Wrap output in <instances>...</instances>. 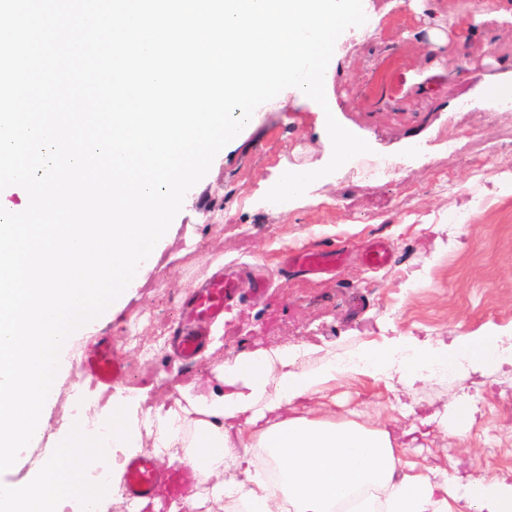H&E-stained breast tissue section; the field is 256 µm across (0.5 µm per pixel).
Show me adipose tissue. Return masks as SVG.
<instances>
[{
	"instance_id": "adipose-tissue-1",
	"label": "adipose tissue",
	"mask_w": 512,
	"mask_h": 512,
	"mask_svg": "<svg viewBox=\"0 0 512 512\" xmlns=\"http://www.w3.org/2000/svg\"><path fill=\"white\" fill-rule=\"evenodd\" d=\"M496 342L489 330L459 337L444 350L402 339V346L413 351L404 380L413 383L423 368L460 359L474 367L495 363ZM389 355L387 346H374L364 349L349 369L332 357L307 368L299 349H260L212 365L208 395L195 393L190 383L180 386L179 398L146 417L155 429L156 452L167 465L202 467V491L171 505L170 512H202L209 505L221 512L236 506L244 512H336L348 500L353 512H448L452 500L464 502L469 512H512V481L482 476L462 486L452 477L435 484L420 475L400 476L388 431L297 413L298 401L319 394L346 373L377 375ZM138 401L119 391L96 415L66 418L49 435V452L37 476L0 484V512H63L73 499L81 512H106L120 490L121 468L109 469L103 483L91 481L87 473L104 466L114 449L130 454L139 449ZM78 433L91 449L82 470L75 471L69 449ZM261 452L273 461L277 479L254 470L253 458Z\"/></svg>"
}]
</instances>
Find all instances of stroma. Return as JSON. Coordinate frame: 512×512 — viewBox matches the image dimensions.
<instances>
[{
    "instance_id": "stroma-1",
    "label": "stroma",
    "mask_w": 512,
    "mask_h": 512,
    "mask_svg": "<svg viewBox=\"0 0 512 512\" xmlns=\"http://www.w3.org/2000/svg\"><path fill=\"white\" fill-rule=\"evenodd\" d=\"M368 4L380 17L375 31H347L336 42L343 61L332 81L336 119L369 144L360 163L399 157L400 170L383 185L341 173L288 206L270 207L264 196L284 168L319 169L332 155L317 104L283 91L284 108L265 110L188 191L128 303L92 324L93 335L112 337L125 387L144 390L141 412L192 379L207 393L208 365L278 345L308 348L303 361L313 367L402 337L439 349L491 329L512 343V173L481 183L471 177L475 165L512 158V110L465 107L482 96L485 81L512 72V0L479 11L455 0ZM416 142L424 155L406 160ZM448 181L455 192L445 191ZM474 194L487 198L486 209L473 224L449 229ZM375 238L391 243L393 256L370 270L359 254ZM303 246L336 247L349 258L323 276L285 269L283 253ZM220 264L262 265L272 286L260 301L241 294L217 344L188 365L170 348L178 307ZM390 308L398 318L387 317ZM78 382L72 368L57 383L49 431L74 413ZM452 400L474 409L461 434L446 422ZM299 409L389 431L404 450L402 466L434 483L448 474L464 482L512 478V358L445 379L424 374L409 386L390 364L375 378H339Z\"/></svg>"
}]
</instances>
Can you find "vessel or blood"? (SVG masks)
<instances>
[{
  "label": "vessel or blood",
  "instance_id": "obj_1",
  "mask_svg": "<svg viewBox=\"0 0 512 512\" xmlns=\"http://www.w3.org/2000/svg\"><path fill=\"white\" fill-rule=\"evenodd\" d=\"M338 259V253L332 250L298 249L290 252L285 261L298 271L315 275L332 271ZM390 260V248L381 239L367 245L362 253L364 265L371 269L383 268ZM244 283L258 297L265 296L270 288L269 280L260 271L241 267L230 274L219 267L182 301L178 325L171 339V347L182 361L191 363L200 356L207 344L211 323L231 313ZM80 370L94 384L108 387L126 377V367L108 336L96 337L85 347ZM122 479L131 499L150 502L161 497L173 502L192 495L199 473L190 466L171 469L155 456L140 454L124 460Z\"/></svg>",
  "mask_w": 512,
  "mask_h": 512
}]
</instances>
